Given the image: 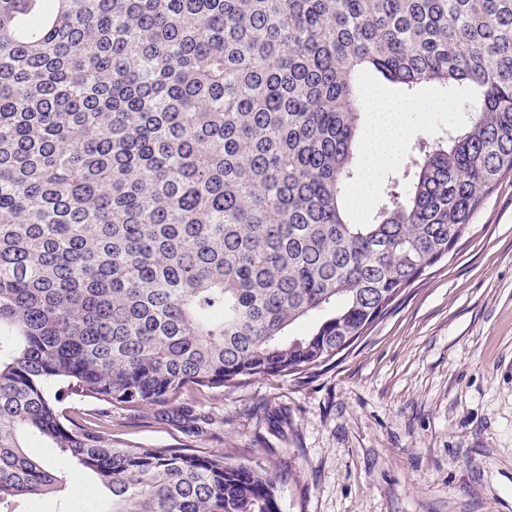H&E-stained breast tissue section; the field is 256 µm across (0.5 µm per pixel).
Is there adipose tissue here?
<instances>
[{
	"instance_id": "ef3b65f1",
	"label": "adipose tissue",
	"mask_w": 512,
	"mask_h": 512,
	"mask_svg": "<svg viewBox=\"0 0 512 512\" xmlns=\"http://www.w3.org/2000/svg\"><path fill=\"white\" fill-rule=\"evenodd\" d=\"M370 114L360 152L363 173L354 192V202H361L374 192L380 172L390 167L399 155L405 139L414 130V118L424 112L454 111L453 102L434 103L428 100L397 101L370 92L364 97Z\"/></svg>"
}]
</instances>
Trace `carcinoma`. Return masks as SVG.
Returning <instances> with one entry per match:
<instances>
[{"label":"carcinoma","mask_w":512,"mask_h":512,"mask_svg":"<svg viewBox=\"0 0 512 512\" xmlns=\"http://www.w3.org/2000/svg\"><path fill=\"white\" fill-rule=\"evenodd\" d=\"M368 72L479 98L358 224ZM511 174L512 0H0V512L64 488L33 439L107 512H280L222 453L113 440L112 408L325 366Z\"/></svg>","instance_id":"cac0c4a2"}]
</instances>
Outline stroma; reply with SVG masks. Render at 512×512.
<instances>
[{"mask_svg":"<svg viewBox=\"0 0 512 512\" xmlns=\"http://www.w3.org/2000/svg\"><path fill=\"white\" fill-rule=\"evenodd\" d=\"M112 412L114 438L190 445L272 475L281 512H512V177L457 251L312 374Z\"/></svg>","mask_w":512,"mask_h":512,"instance_id":"35a3bbf8","label":"stroma"}]
</instances>
